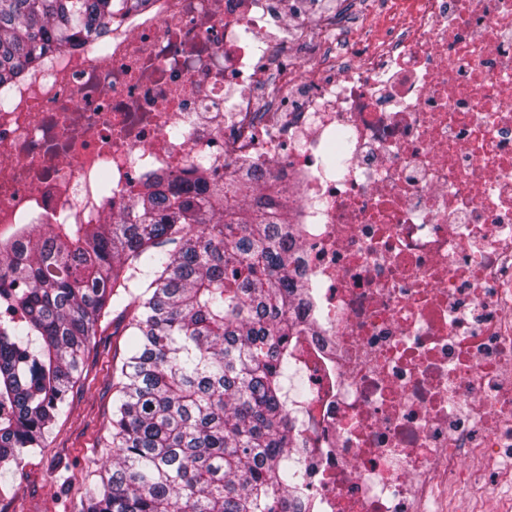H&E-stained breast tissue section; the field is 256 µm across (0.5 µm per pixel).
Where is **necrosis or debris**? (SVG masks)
I'll list each match as a JSON object with an SVG mask.
<instances>
[{
  "instance_id": "obj_1",
  "label": "necrosis or debris",
  "mask_w": 512,
  "mask_h": 512,
  "mask_svg": "<svg viewBox=\"0 0 512 512\" xmlns=\"http://www.w3.org/2000/svg\"><path fill=\"white\" fill-rule=\"evenodd\" d=\"M337 72L301 0H149L0 87V239L155 177L290 189L318 512L512 503V0H398ZM293 30V42L279 39ZM179 129L174 139L170 130ZM344 151H337L338 140ZM339 163H332L333 153Z\"/></svg>"
}]
</instances>
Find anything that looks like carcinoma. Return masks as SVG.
I'll return each mask as SVG.
<instances>
[{
  "label": "carcinoma",
  "mask_w": 512,
  "mask_h": 512,
  "mask_svg": "<svg viewBox=\"0 0 512 512\" xmlns=\"http://www.w3.org/2000/svg\"><path fill=\"white\" fill-rule=\"evenodd\" d=\"M146 0H0V86L49 46ZM249 170L148 187L105 224L0 240V473L43 447L112 311L132 314L112 399V467L77 512H294L310 492L290 454L309 396L290 347V213Z\"/></svg>",
  "instance_id": "carcinoma-1"
}]
</instances>
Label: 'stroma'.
Instances as JSON below:
<instances>
[{"mask_svg": "<svg viewBox=\"0 0 512 512\" xmlns=\"http://www.w3.org/2000/svg\"><path fill=\"white\" fill-rule=\"evenodd\" d=\"M395 0H356L346 43L360 31L391 18ZM124 316L113 314L98 329L73 389L69 412L52 428L45 448L24 454L13 472L0 476V512H75L95 467L111 466L113 370L127 353Z\"/></svg>", "mask_w": 512, "mask_h": 512, "instance_id": "1", "label": "stroma"}]
</instances>
